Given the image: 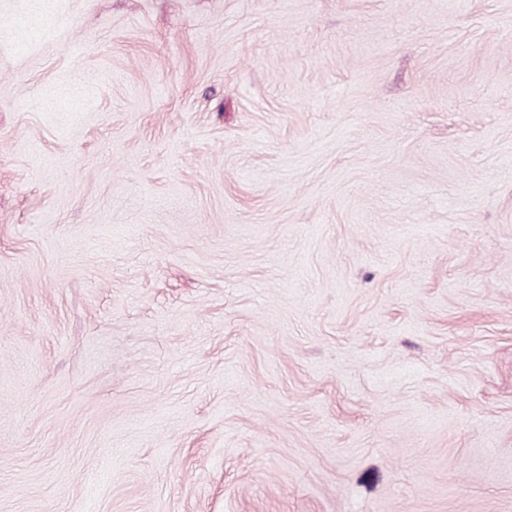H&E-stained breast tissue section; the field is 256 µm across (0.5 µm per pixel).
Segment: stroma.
<instances>
[{"instance_id": "35a3bbf8", "label": "stroma", "mask_w": 512, "mask_h": 512, "mask_svg": "<svg viewBox=\"0 0 512 512\" xmlns=\"http://www.w3.org/2000/svg\"><path fill=\"white\" fill-rule=\"evenodd\" d=\"M0 512H512V0H0Z\"/></svg>"}]
</instances>
